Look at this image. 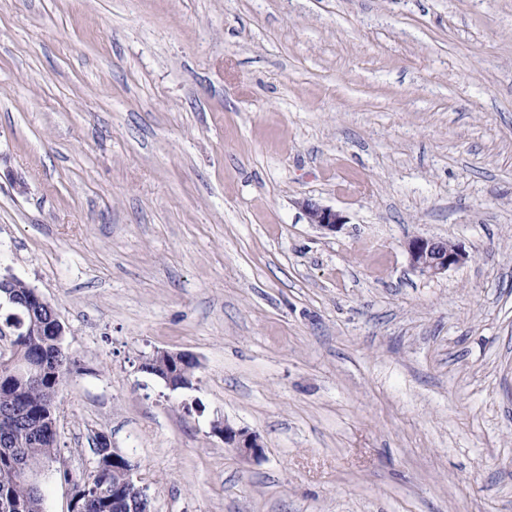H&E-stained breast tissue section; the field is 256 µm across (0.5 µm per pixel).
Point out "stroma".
Instances as JSON below:
<instances>
[{
    "instance_id": "stroma-1",
    "label": "stroma",
    "mask_w": 512,
    "mask_h": 512,
    "mask_svg": "<svg viewBox=\"0 0 512 512\" xmlns=\"http://www.w3.org/2000/svg\"><path fill=\"white\" fill-rule=\"evenodd\" d=\"M0 273L78 359L45 512L100 432L152 512H512V0H0ZM301 207L309 224L321 229L336 232L344 224V217L339 212L316 202L306 200L301 203ZM405 247L413 270L427 277L461 267L470 260L462 247L443 239L414 237ZM186 362H190L194 368H198L197 359L189 353L158 349L147 357L141 368L164 380L166 385L174 391L192 386L193 376L185 378L183 375V367ZM212 433L224 442L225 448H230L241 457L257 460L263 457L264 449L255 432L236 428L226 420H214Z\"/></svg>"
}]
</instances>
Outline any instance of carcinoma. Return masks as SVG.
<instances>
[{
	"mask_svg": "<svg viewBox=\"0 0 512 512\" xmlns=\"http://www.w3.org/2000/svg\"><path fill=\"white\" fill-rule=\"evenodd\" d=\"M56 337L30 336L25 353L39 361H50L54 357ZM62 372H48L40 380L39 386L31 387L18 382L11 388L0 391V411L13 410L18 419L9 432L0 430V500L13 499L28 504L26 512H44L41 490L20 479L12 464L15 453L28 448L32 457L49 458L56 452V440L51 437L36 438L33 426L41 420L57 417V406L52 403V395L63 386ZM95 470L100 473L104 493L83 502L84 512H145L148 501L128 495L126 474L128 462H112V449L95 448Z\"/></svg>",
	"mask_w": 512,
	"mask_h": 512,
	"instance_id": "cac0c4a2",
	"label": "carcinoma"
}]
</instances>
